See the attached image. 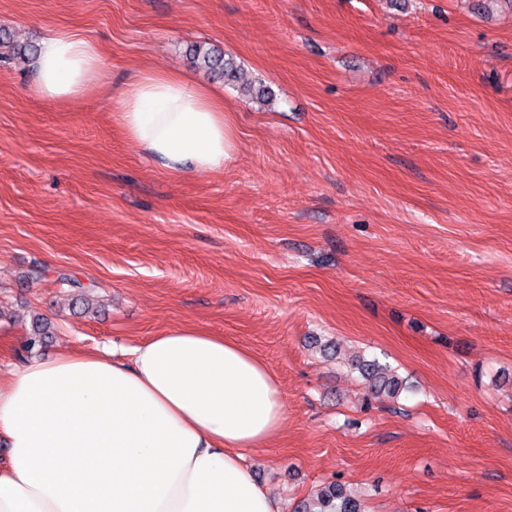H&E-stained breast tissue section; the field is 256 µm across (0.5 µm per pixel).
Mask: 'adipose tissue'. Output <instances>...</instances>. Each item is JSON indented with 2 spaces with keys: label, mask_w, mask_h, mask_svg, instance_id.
<instances>
[{
  "label": "adipose tissue",
  "mask_w": 512,
  "mask_h": 512,
  "mask_svg": "<svg viewBox=\"0 0 512 512\" xmlns=\"http://www.w3.org/2000/svg\"><path fill=\"white\" fill-rule=\"evenodd\" d=\"M30 91L81 97L104 77L98 46L46 29ZM128 136L175 174L220 171L236 149L224 101L146 69L113 101ZM272 368L238 342L185 325L113 348L36 357L0 379V512H280L244 452L280 430Z\"/></svg>",
  "instance_id": "1"
}]
</instances>
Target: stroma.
<instances>
[{
	"mask_svg": "<svg viewBox=\"0 0 512 512\" xmlns=\"http://www.w3.org/2000/svg\"><path fill=\"white\" fill-rule=\"evenodd\" d=\"M81 30L108 78L27 95L0 58V371L191 325L270 365L280 432L245 450L281 507L338 482L367 512H512V11L499 0H0V28ZM206 43L274 95L191 67ZM146 68L224 96L223 171L167 172L113 116ZM42 278L28 279L33 266ZM66 273L92 285L77 314ZM332 341L340 356L312 349ZM396 367L363 403L341 363ZM54 326L48 318L36 317L32 323V329L26 340L24 351L28 354L38 352L46 340L54 336ZM350 367L359 372L366 384L367 393L363 400L366 405L371 403L372 398H396L404 388L403 379L387 364H381L377 359L369 360L359 355L351 360Z\"/></svg>",
	"mask_w": 512,
	"mask_h": 512,
	"instance_id": "1",
	"label": "stroma"
}]
</instances>
